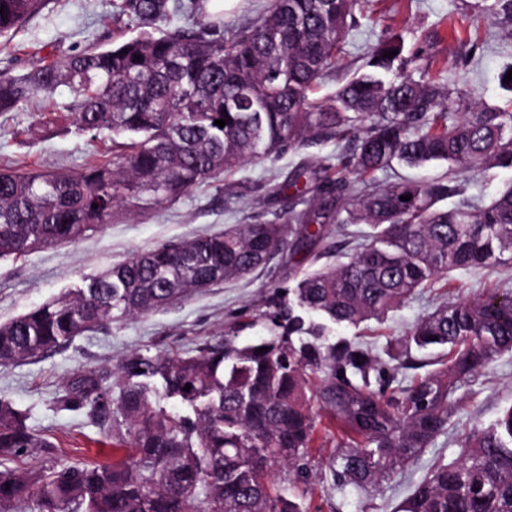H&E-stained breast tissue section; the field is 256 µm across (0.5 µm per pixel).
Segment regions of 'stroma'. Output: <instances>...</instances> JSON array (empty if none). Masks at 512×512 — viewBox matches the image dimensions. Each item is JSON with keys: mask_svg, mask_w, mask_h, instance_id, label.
Segmentation results:
<instances>
[{"mask_svg": "<svg viewBox=\"0 0 512 512\" xmlns=\"http://www.w3.org/2000/svg\"><path fill=\"white\" fill-rule=\"evenodd\" d=\"M475 0H375L358 13L345 36L335 67L316 83L312 96L331 98L349 74L363 64L378 38L401 34L405 56L414 58V78L476 90L480 103L505 106L512 92L502 84L512 65V40L496 24L476 20ZM116 0H49L46 7L11 39L0 38V71L14 75L32 66L73 54L92 45L130 38L135 28L116 20ZM72 99L68 90L38 94L17 110L0 114V165L77 170L111 157L110 141L80 132L73 123L51 121ZM342 150L333 141L287 150L241 163L228 176L194 189L179 200L148 211H118L111 224L87 232L76 243L38 250L26 256L0 258V321L28 312L103 268L126 260L134 251L172 240L224 231L235 224L281 222L289 200L276 188L301 164L331 165ZM301 272L287 255L270 271L208 288L164 310L85 333L71 343L21 363L0 365V396L23 411L37 434L50 440L32 448L23 466L38 468L68 461L109 463L112 446L104 424L84 413L60 411L56 402L77 375L113 369L126 354L187 351L221 339L241 312H261L274 287L294 285ZM498 273L457 271L439 278L431 291L410 300L370 338L377 349H399L406 331L434 308V295L451 300L474 297L499 287ZM459 423L489 425L512 404V352L498 356L472 386L461 390ZM336 442L320 433L308 464L306 481L313 488V512H394L395 507L429 472L434 462L452 463L463 456L455 434L439 436L430 448L382 484L377 492L338 493L329 462Z\"/></svg>", "mask_w": 512, "mask_h": 512, "instance_id": "35a3bbf8", "label": "stroma"}]
</instances>
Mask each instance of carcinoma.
<instances>
[{
    "label": "carcinoma",
    "mask_w": 512,
    "mask_h": 512,
    "mask_svg": "<svg viewBox=\"0 0 512 512\" xmlns=\"http://www.w3.org/2000/svg\"><path fill=\"white\" fill-rule=\"evenodd\" d=\"M46 3L0 0V37L11 38ZM363 7L364 0H269L254 22L227 29L204 0H119L118 16L135 36L22 75L0 72V114L67 87L74 125L114 138L111 159L78 172L0 167V257L76 243L112 223L119 207L174 202L248 158L327 140L350 144L323 174L307 164L292 173L285 223L238 224L136 251L0 322V364L261 271L288 250L291 235L309 256L327 225L365 226L347 261L277 289L265 311L229 327L223 342L136 352L107 376L89 371L73 380L57 410L110 421L113 451H125L119 460L34 473L11 467L27 449L53 444L0 397V512H20L32 499L38 512H308L312 490L302 476L317 412L345 436L331 461L336 490H373L448 433L460 409L456 393L512 351L509 288L420 317L403 338L405 361L395 365L358 336L330 341V326L382 321L438 276L512 267V183L487 202L439 206L459 195L456 173L512 169V100L470 107L461 89L415 79L397 34L380 38L329 101L311 98ZM475 12L512 35V0H477ZM178 13L193 26L163 29ZM392 50L398 54L385 57ZM453 104L463 111H450ZM430 162L446 163V173L373 183L396 163ZM349 175L362 184L356 193ZM258 324L266 335L239 343V333ZM414 347L444 355L425 374L401 378ZM158 395L188 411L167 410ZM463 443L464 458L434 465L394 512H512V406L487 427L469 426ZM280 466L294 478L280 479Z\"/></svg>",
    "instance_id": "obj_1"
}]
</instances>
